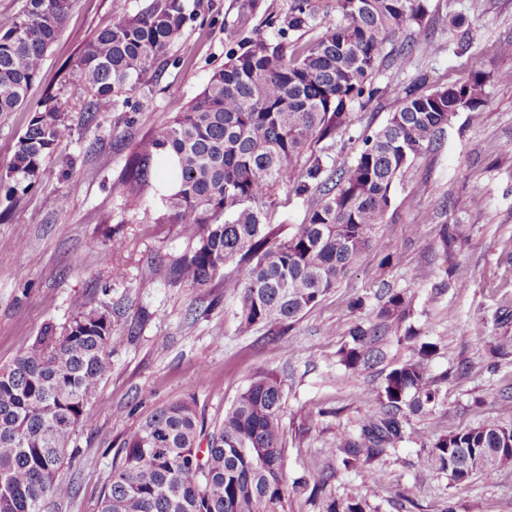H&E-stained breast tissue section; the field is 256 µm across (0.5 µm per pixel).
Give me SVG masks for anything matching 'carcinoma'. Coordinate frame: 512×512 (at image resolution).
Instances as JSON below:
<instances>
[{
  "label": "carcinoma",
  "mask_w": 512,
  "mask_h": 512,
  "mask_svg": "<svg viewBox=\"0 0 512 512\" xmlns=\"http://www.w3.org/2000/svg\"><path fill=\"white\" fill-rule=\"evenodd\" d=\"M74 2L26 0L16 24L0 34V114L32 112L15 144L8 181L0 184L8 197L34 187L44 160L72 137L60 96L30 106L28 91L65 34ZM203 8V0H150L82 41L73 74L87 120L151 84ZM261 8L262 0H239L234 29L248 32ZM424 11L425 0H336V21L302 44L296 35L315 21L317 0H292L280 40L251 32L228 49L224 65L183 112L135 145L126 207L153 212L154 224H178L195 241L175 276L193 286L223 278L224 290L241 304L239 332L261 326L282 335L315 307L384 223L405 169L458 112L482 111L479 72L430 93L407 87L400 109L363 135L354 165L325 177L319 158H304L315 144L348 130L353 105L365 107L381 96L374 77L390 57L389 38ZM156 156L165 159L171 177L161 195ZM279 188L297 198L317 197L286 237L268 220ZM464 231L463 224L443 229L445 253L455 251ZM230 264L235 273L226 277ZM410 309L406 292H385L378 323L350 328L338 350L341 364L353 371L368 364L373 353L367 345L387 331L413 339L412 327H403ZM124 340L108 314L83 310L59 329L45 328L0 367V512H43L48 499L70 495L72 486L61 477L69 444L111 372L112 348ZM429 357L423 345L393 368L356 431L339 432L344 469L368 468L387 455L406 439L409 415L435 403ZM283 408L281 382L256 375L205 448L192 398L155 408L119 448L97 512H287ZM511 446L512 395L499 417L440 436L421 465L458 485L476 475L492 481L512 464ZM366 506L364 498L329 497L325 512H366Z\"/></svg>",
  "instance_id": "cac0c4a2"
}]
</instances>
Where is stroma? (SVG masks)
<instances>
[{
  "instance_id": "stroma-1",
  "label": "stroma",
  "mask_w": 512,
  "mask_h": 512,
  "mask_svg": "<svg viewBox=\"0 0 512 512\" xmlns=\"http://www.w3.org/2000/svg\"><path fill=\"white\" fill-rule=\"evenodd\" d=\"M149 0H75L64 36L49 51L30 104L48 94L70 103L71 140L47 158L38 187L5 199L0 194V366L44 330L66 325L81 310L108 313L126 341L112 352V371L90 405L68 449L62 475L72 496L50 500L46 512H96L113 460L126 435L155 408L193 396L204 433H212L238 393L260 373L281 382L289 481L318 478L342 500L367 495V512H512V465L495 482L473 478L455 485L447 475L425 476L419 462L439 436L495 418L512 393V357L494 359L499 337L512 336V0H427V12L392 36L391 55L410 63L382 65L381 97L353 107L348 134L318 143L326 173L353 165L362 131L381 128L402 104L403 90L436 87L485 76L480 112H458L437 143L403 174L384 224L349 272L285 335L265 329L240 335L239 301L222 280L196 288L170 277L194 247L176 224L150 223L126 209L125 168L135 143L182 112L223 64L238 0H205L164 58L153 88L129 93L125 105L88 123L76 101L72 65L81 39L111 26L115 14L134 13ZM467 27L451 25L453 16ZM434 45L422 53L421 42ZM67 196L59 207V196ZM471 230L453 258L443 252L444 225ZM123 247L112 251L113 235ZM406 292L412 342L384 337L373 366L347 370L337 352L356 323L375 322L386 290ZM362 306H353L354 298ZM457 332H449V325ZM432 347L429 373L438 399L411 416L410 441L375 462L380 482L366 492V473L341 466L337 434L353 429L386 374L416 348ZM465 375H457L460 364Z\"/></svg>"
}]
</instances>
